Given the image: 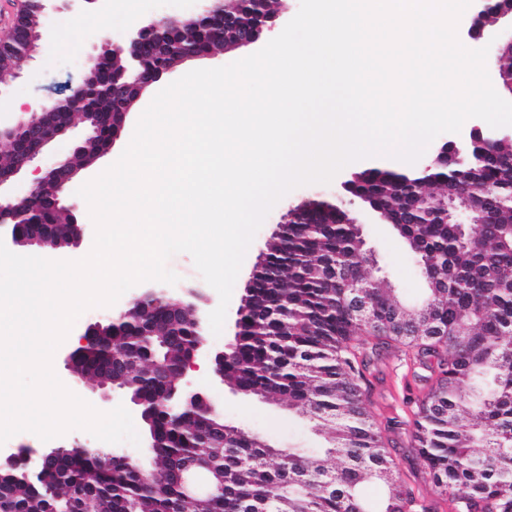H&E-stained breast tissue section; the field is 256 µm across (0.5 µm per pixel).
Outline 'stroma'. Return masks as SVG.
<instances>
[{
    "label": "stroma",
    "instance_id": "stroma-1",
    "mask_svg": "<svg viewBox=\"0 0 512 512\" xmlns=\"http://www.w3.org/2000/svg\"><path fill=\"white\" fill-rule=\"evenodd\" d=\"M192 4L193 0H141L139 7L133 9L128 7L126 0H117L116 5L106 8L93 4L51 12L46 18V34L39 53L11 85L7 94L0 97V120L10 121L15 113L24 111L29 112L31 117H38L35 103L48 97H59L64 86L79 77L88 55L101 37L122 40L134 21L155 13L179 15L187 12ZM159 90L160 86L155 84L141 96L126 116L122 136L95 165L80 172L78 184H85L98 176L111 165L113 159L121 155L133 136L139 117ZM371 164L368 158L353 162L343 168L331 183L296 188L276 203L246 253L222 333L206 337L209 347L220 350L232 340L237 310L245 294L250 272L288 209L309 198L334 200L335 196L342 194V185L353 172ZM348 206L362 224L365 247L374 259L373 265L368 268L369 273L388 276L403 299L418 301L423 293L424 280L419 263L404 240L358 201H349ZM71 351V346L60 345L53 358L57 376L71 392L101 412L111 411L121 404L129 405V398L119 392L114 393L111 399H102L100 389L93 382L76 375L67 361ZM429 375V369L417 359L395 349L371 356L365 371L366 406L378 422L388 425L389 446L400 475L418 495L427 512H448L447 503L432 490L430 474L418 455L412 437L414 414L428 391ZM192 381L196 389L211 397L229 423L246 427L282 448H318L323 444L322 437L313 430L301 411L264 403L234 392L214 375L209 363H201L199 370L193 372ZM46 444L53 447L78 444L105 453L116 449L138 464L148 462L145 446L137 447L128 442L113 445L80 429L70 430L47 442L30 432L16 434L0 445V459L23 446L40 448Z\"/></svg>",
    "mask_w": 512,
    "mask_h": 512
}]
</instances>
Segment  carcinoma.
Listing matches in <instances>:
<instances>
[{"instance_id":"carcinoma-1","label":"carcinoma","mask_w":512,"mask_h":512,"mask_svg":"<svg viewBox=\"0 0 512 512\" xmlns=\"http://www.w3.org/2000/svg\"><path fill=\"white\" fill-rule=\"evenodd\" d=\"M176 42L224 50L210 28L174 31ZM124 58L93 76L100 143L112 139L109 89L122 82ZM92 123L78 112L41 118L50 128ZM464 163L394 174L361 170L346 193L391 225L418 257L425 298L399 299L390 282L369 275L373 262L344 200L314 199L303 221L266 244L240 306L224 381L235 391L302 409L324 439L320 448H282L223 423L200 405L167 410L181 394L174 367L201 334L190 308L169 298L145 314L101 324L98 346L79 351L81 376L144 401V423L158 444L151 469L104 464L91 448H61L40 477H0V512H418L388 441L365 406L360 337L406 348L433 372L413 423L420 457L449 512H512V140L494 153L473 144ZM473 200L471 224L446 216L448 197ZM52 243L69 241L74 216L48 198L25 206ZM362 278L366 313L351 284ZM210 468L216 490L188 498L181 474ZM378 483L376 505L361 494Z\"/></svg>"}]
</instances>
